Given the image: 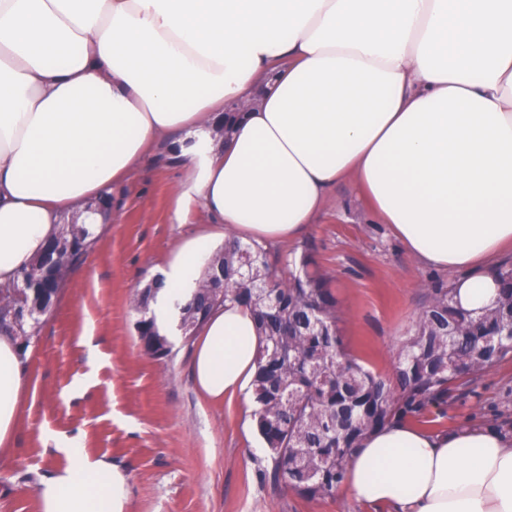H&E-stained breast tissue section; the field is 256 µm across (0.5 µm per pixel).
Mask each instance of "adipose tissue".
Wrapping results in <instances>:
<instances>
[{"label":"adipose tissue","mask_w":512,"mask_h":512,"mask_svg":"<svg viewBox=\"0 0 512 512\" xmlns=\"http://www.w3.org/2000/svg\"><path fill=\"white\" fill-rule=\"evenodd\" d=\"M243 105L229 137L206 133ZM184 170L177 212L215 230L186 241L152 308L169 327L225 238L293 243L348 176L422 264L461 272L480 313L512 247V0H0V292L65 219L101 224L161 144ZM190 371L210 399L257 373L253 311L228 301ZM28 386L0 332V446ZM42 478L39 512H127L128 473L79 442ZM341 493L394 512H512V437L472 424L393 423L355 448Z\"/></svg>","instance_id":"adipose-tissue-1"}]
</instances>
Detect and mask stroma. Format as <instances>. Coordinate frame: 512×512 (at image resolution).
Here are the masks:
<instances>
[{
    "label": "stroma",
    "mask_w": 512,
    "mask_h": 512,
    "mask_svg": "<svg viewBox=\"0 0 512 512\" xmlns=\"http://www.w3.org/2000/svg\"><path fill=\"white\" fill-rule=\"evenodd\" d=\"M158 154L118 187L111 222L70 271L26 350L20 426L12 446L0 448V512H39L37 486L66 465L62 446L71 439L128 472V512H369L346 495L309 500L273 488L251 392L204 398L190 374L193 341L177 342L163 360L141 350L136 292L184 238L213 227L199 206L179 223L174 188L183 173L166 148ZM294 249L310 250L331 278L349 347L385 373L430 289L459 277L411 257L350 181L299 242L271 252ZM427 415L433 430L484 423L511 435L512 360Z\"/></svg>",
    "instance_id": "stroma-1"
}]
</instances>
